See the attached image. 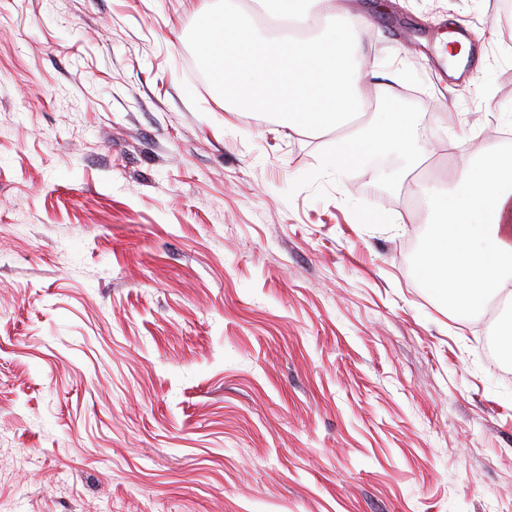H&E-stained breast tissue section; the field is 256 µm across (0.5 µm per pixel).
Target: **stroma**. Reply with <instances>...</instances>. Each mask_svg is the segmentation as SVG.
I'll return each instance as SVG.
<instances>
[{"label":"stroma","instance_id":"stroma-1","mask_svg":"<svg viewBox=\"0 0 512 512\" xmlns=\"http://www.w3.org/2000/svg\"><path fill=\"white\" fill-rule=\"evenodd\" d=\"M371 7L368 102L435 154L342 175L228 112L205 0H0V501L9 512H512L511 309L459 313L418 196L512 108L494 0ZM482 32L468 81L436 43ZM390 223L361 221L362 213Z\"/></svg>","mask_w":512,"mask_h":512}]
</instances>
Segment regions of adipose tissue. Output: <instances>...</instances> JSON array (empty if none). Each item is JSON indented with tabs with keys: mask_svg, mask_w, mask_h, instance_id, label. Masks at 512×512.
Wrapping results in <instances>:
<instances>
[{
	"mask_svg": "<svg viewBox=\"0 0 512 512\" xmlns=\"http://www.w3.org/2000/svg\"><path fill=\"white\" fill-rule=\"evenodd\" d=\"M277 2L247 25L236 0H224L223 12L206 13L198 26V51L228 109L267 114L291 131L336 132L325 164L338 173L381 146L410 149L417 132L409 113H383L369 132L356 124L366 81L348 60L362 49L367 15L341 0ZM312 15L324 25L305 30ZM420 192L438 218L420 262L423 283L457 310L512 301V154L486 142L479 158L463 159L447 180L429 178Z\"/></svg>",
	"mask_w": 512,
	"mask_h": 512,
	"instance_id": "obj_1",
	"label": "adipose tissue"
}]
</instances>
